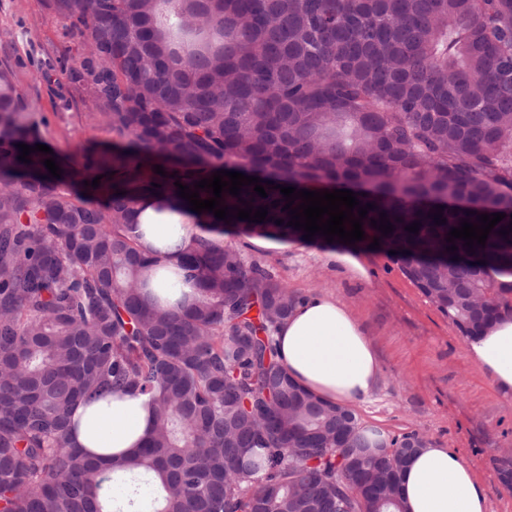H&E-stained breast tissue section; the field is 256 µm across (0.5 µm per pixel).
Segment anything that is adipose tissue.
<instances>
[{
	"label": "adipose tissue",
	"mask_w": 512,
	"mask_h": 512,
	"mask_svg": "<svg viewBox=\"0 0 512 512\" xmlns=\"http://www.w3.org/2000/svg\"><path fill=\"white\" fill-rule=\"evenodd\" d=\"M140 223L142 250L160 251L161 265L178 270L176 243L190 244L199 229L194 219L169 223L167 199L145 201ZM280 363L313 394L333 403L366 401L377 382L380 364L364 327L337 297L314 294L300 302L276 334ZM466 349L496 388L512 392V315L500 316ZM151 410L144 398L113 401L110 409L87 410L73 437L76 448L130 452L150 435ZM404 512H485L470 468L445 448L425 446L408 461L401 478Z\"/></svg>",
	"instance_id": "ef3b65f1"
}]
</instances>
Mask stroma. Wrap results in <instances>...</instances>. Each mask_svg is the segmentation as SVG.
<instances>
[{"label":"stroma","mask_w":512,"mask_h":512,"mask_svg":"<svg viewBox=\"0 0 512 512\" xmlns=\"http://www.w3.org/2000/svg\"><path fill=\"white\" fill-rule=\"evenodd\" d=\"M48 0H0V61L15 65L45 144L71 163L84 149L108 147L112 133L89 93L68 80L87 55L69 37ZM225 244L269 268L300 296L327 292L360 318L381 371L370 399L355 405L363 426L391 436L418 433L472 470L485 512H512V485L501 480L512 460V394L498 391L467 355L465 339L385 254L365 251L369 278L359 281L330 260V247L267 249L230 233Z\"/></svg>","instance_id":"35a3bbf8"}]
</instances>
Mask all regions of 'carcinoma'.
<instances>
[{
  "label": "carcinoma",
  "instance_id": "obj_1",
  "mask_svg": "<svg viewBox=\"0 0 512 512\" xmlns=\"http://www.w3.org/2000/svg\"><path fill=\"white\" fill-rule=\"evenodd\" d=\"M50 6L92 42L68 77L113 143L76 166L55 159L59 179L49 153L20 161L17 144L43 139L0 61V512H403L400 462L424 439L372 442L353 410L300 387L275 342L300 298L215 236L302 241L276 186L351 190L373 205L356 245L399 246L462 335L512 314V281L487 273L512 278V232L499 234L512 222V0ZM221 170L267 193L246 185L221 205L268 215L206 213L178 271L199 297L177 313L144 293L159 258L138 245L134 205ZM382 213L386 236L371 226ZM493 213L505 217L485 246L446 241ZM128 394L151 405L143 447L71 446L78 404Z\"/></svg>",
  "mask_w": 512,
  "mask_h": 512
}]
</instances>
